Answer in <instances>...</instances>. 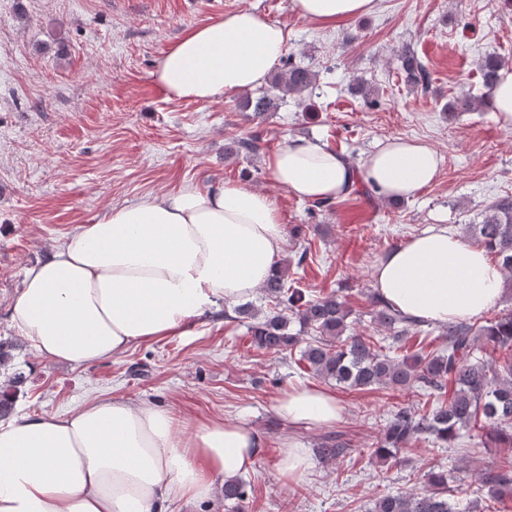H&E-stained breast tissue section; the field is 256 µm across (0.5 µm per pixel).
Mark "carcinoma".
I'll return each mask as SVG.
<instances>
[{
    "mask_svg": "<svg viewBox=\"0 0 512 512\" xmlns=\"http://www.w3.org/2000/svg\"><path fill=\"white\" fill-rule=\"evenodd\" d=\"M505 59L486 55L479 64L483 93H464L448 101L450 112H475L491 106L493 90ZM401 80L412 86L426 84L429 74L417 55L405 49L400 55ZM316 74L308 68L288 63L273 73L265 88L256 97L246 96L241 102L245 111L257 115L277 109L279 102L293 95L300 99L312 92ZM259 150L255 137L239 138L230 144L237 155H252ZM477 244L495 255L504 271L512 273V196L502 197L487 207L479 224L465 225ZM262 288L265 296L276 304H285L299 324V330H288V319L279 311L257 316L250 306L235 309L238 314L255 318L249 325L252 340L260 348L283 351L300 348L298 361L312 373L333 380L352 390L366 391L374 387L409 389L418 387L431 399L428 411L419 415L409 407L394 411L385 429L371 449L370 456L387 460L396 456L408 442L422 433L434 436L440 447L450 446L463 430L489 429L488 441L503 448H512V312L504 313L474 326L465 321L445 327L446 349L434 354L421 352L398 356L383 352L385 346L373 336L350 332L351 310L346 301L335 294L311 297L288 283V267L270 277ZM372 303L379 307L378 324L405 336L420 321L403 315L378 296ZM313 333L304 346L301 336ZM502 352L498 362L487 363L474 356L478 349ZM25 384L20 372L5 376L0 382V418L9 416L19 388ZM429 490L376 498L370 512H460L448 500V478L444 473L425 474ZM481 483L500 502L512 493V454L501 458L496 469L486 471ZM248 496L240 478L224 481V500L242 502Z\"/></svg>",
    "mask_w": 512,
    "mask_h": 512,
    "instance_id": "1",
    "label": "carcinoma"
}]
</instances>
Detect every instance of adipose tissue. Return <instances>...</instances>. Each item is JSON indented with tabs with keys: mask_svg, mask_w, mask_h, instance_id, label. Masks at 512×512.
Returning <instances> with one entry per match:
<instances>
[{
	"mask_svg": "<svg viewBox=\"0 0 512 512\" xmlns=\"http://www.w3.org/2000/svg\"><path fill=\"white\" fill-rule=\"evenodd\" d=\"M321 27L368 14L375 0H291ZM288 46L279 25L241 9L187 31L166 50L155 82L173 99L211 102L260 86ZM442 158L403 138L375 144L361 166L297 137L267 158L273 178L301 200H335L354 182L387 199L431 185ZM286 227L274 202L240 184L177 191L105 212L29 266L10 321L40 357L89 366L135 344L184 333L221 303L255 296L276 271ZM372 286L402 313L440 324L481 315L504 276L486 249L431 226L384 253ZM277 413L307 428L340 420L336 396L291 387ZM261 441L243 424L212 420L180 429L169 410L118 397L89 400L66 417L0 422V512H167L202 502L219 479L245 470Z\"/></svg>",
	"mask_w": 512,
	"mask_h": 512,
	"instance_id": "obj_1",
	"label": "adipose tissue"
}]
</instances>
